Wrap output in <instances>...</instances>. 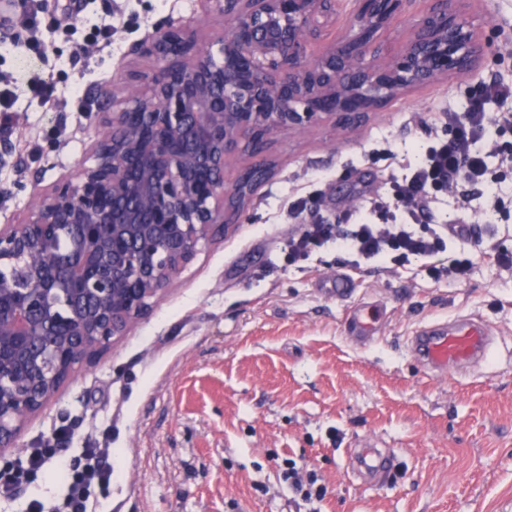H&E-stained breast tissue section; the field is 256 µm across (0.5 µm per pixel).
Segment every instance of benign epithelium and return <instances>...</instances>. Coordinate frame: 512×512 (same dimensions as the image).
Listing matches in <instances>:
<instances>
[{"label":"benign epithelium","mask_w":512,"mask_h":512,"mask_svg":"<svg viewBox=\"0 0 512 512\" xmlns=\"http://www.w3.org/2000/svg\"><path fill=\"white\" fill-rule=\"evenodd\" d=\"M225 30L207 44L165 21L128 55L157 71L121 82L82 163L34 188L25 217L0 225V457L74 372L151 311L202 243L239 223L264 166L227 178L284 131L327 118L347 129L396 94L470 72L491 50L458 0H352L357 31L328 40L337 0H205ZM412 19L400 49L379 35Z\"/></svg>","instance_id":"obj_1"}]
</instances>
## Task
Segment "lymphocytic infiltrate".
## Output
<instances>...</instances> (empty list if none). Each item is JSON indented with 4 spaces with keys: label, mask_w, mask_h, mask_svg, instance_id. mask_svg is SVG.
<instances>
[{
    "label": "lymphocytic infiltrate",
    "mask_w": 512,
    "mask_h": 512,
    "mask_svg": "<svg viewBox=\"0 0 512 512\" xmlns=\"http://www.w3.org/2000/svg\"><path fill=\"white\" fill-rule=\"evenodd\" d=\"M491 98L512 99V85L490 80L478 95L471 98L466 112H445L443 118L450 130L448 139L431 146L410 178L394 185L393 197L403 206L405 223L391 219L388 202L379 200L374 205L378 223L354 224L346 230L336 224L309 225L289 240V258L306 257L331 242L351 255V265L356 269L378 259L402 265L414 258H429L445 251L447 240L443 234L435 232L425 236L411 229L412 224L421 222L429 212L436 193L457 192L466 197L489 189L493 182L489 156H496L499 166L512 167V148L498 146L488 152L481 146L489 131L512 132L511 112L495 115L486 112L485 104ZM59 454V449L52 447L27 449L15 468L0 472V497H15L18 485L36 479L46 462L54 458L59 467L64 468L67 480L64 512H88L92 487L109 483L112 478L111 451L107 448L83 449L81 462L74 467L68 466Z\"/></svg>",
    "instance_id": "1"
}]
</instances>
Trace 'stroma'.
Segmentation results:
<instances>
[{
  "mask_svg": "<svg viewBox=\"0 0 512 512\" xmlns=\"http://www.w3.org/2000/svg\"><path fill=\"white\" fill-rule=\"evenodd\" d=\"M493 43L477 76L456 74L399 94L356 127L322 123L279 135L264 151L270 178L242 221L206 243L165 295L126 336L80 365L56 398L31 416L13 447L69 430L66 458L90 446L112 450V479L95 487L93 512H310L283 480L287 459L307 464L328 493L321 512H512V268L482 248L512 252V214L486 197L439 194L416 230L457 222L479 226L482 245L450 241L445 252L398 267L368 263L358 287L337 300L322 285L347 256L335 246L288 259V240L313 219L375 221L371 199L390 197L435 138L434 114L465 111L470 92L496 77L512 82V0H461ZM72 0H53L37 33L41 56L19 52L30 37L0 21V78L17 94L16 121L0 132V225L22 219L35 184L51 186L90 163L97 113L122 107L114 88L128 46L166 19L193 24L199 41L218 32L204 0H91L71 25ZM111 23L110 42L94 28ZM53 90L40 105L29 81ZM469 259V274L448 273ZM384 302L375 337L345 330L349 306ZM469 315L493 335V354L473 374L428 375L409 350L420 324ZM371 442L396 453L390 471L358 473ZM56 463L0 512L34 498L61 503Z\"/></svg>",
  "mask_w": 512,
  "mask_h": 512,
  "instance_id": "obj_1",
  "label": "stroma"
}]
</instances>
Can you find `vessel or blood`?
<instances>
[{
	"label": "vessel or blood",
	"instance_id": "1",
	"mask_svg": "<svg viewBox=\"0 0 512 512\" xmlns=\"http://www.w3.org/2000/svg\"><path fill=\"white\" fill-rule=\"evenodd\" d=\"M384 311V305L378 301L354 307L346 319L352 336L361 341L372 337ZM409 344L426 369L434 373L486 359L490 350L487 330L477 319L468 316L448 323L433 320L420 325L410 336Z\"/></svg>",
	"mask_w": 512,
	"mask_h": 512
}]
</instances>
